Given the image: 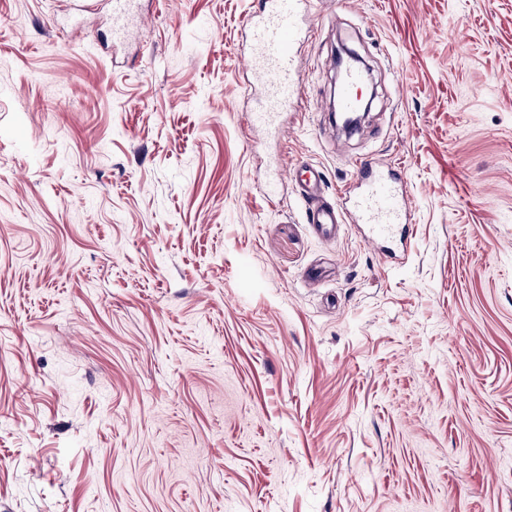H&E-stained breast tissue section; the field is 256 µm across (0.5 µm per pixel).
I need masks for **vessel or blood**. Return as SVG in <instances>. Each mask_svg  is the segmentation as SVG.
<instances>
[{"label": "vessel or blood", "instance_id": "vessel-or-blood-1", "mask_svg": "<svg viewBox=\"0 0 512 512\" xmlns=\"http://www.w3.org/2000/svg\"><path fill=\"white\" fill-rule=\"evenodd\" d=\"M137 0H112V35L124 39L135 13ZM312 26L311 0H264L260 12L248 15L244 57L247 77L241 85L244 100L259 97L250 111V122L269 136L280 131L282 115L298 100L301 58L298 47ZM365 75L355 63L343 67V79L336 91V109L356 110ZM291 175L301 189L307 220L321 239L335 238L346 217H354L363 232L361 242L383 263L399 259L397 245L404 241L412 212V200L403 187L400 173L361 157L354 164L349 189L334 200L323 196L325 182L321 168L303 163Z\"/></svg>", "mask_w": 512, "mask_h": 512}]
</instances>
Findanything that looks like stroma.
<instances>
[{"label":"stroma","instance_id":"stroma-1","mask_svg":"<svg viewBox=\"0 0 512 512\" xmlns=\"http://www.w3.org/2000/svg\"><path fill=\"white\" fill-rule=\"evenodd\" d=\"M261 3L141 0L116 47L112 0H0V512H512V0H314L277 138ZM359 154L405 174L400 266L265 193ZM364 81V72L357 64L348 62L344 65L342 83L336 91V109L338 112H353L356 110Z\"/></svg>","mask_w":512,"mask_h":512}]
</instances>
